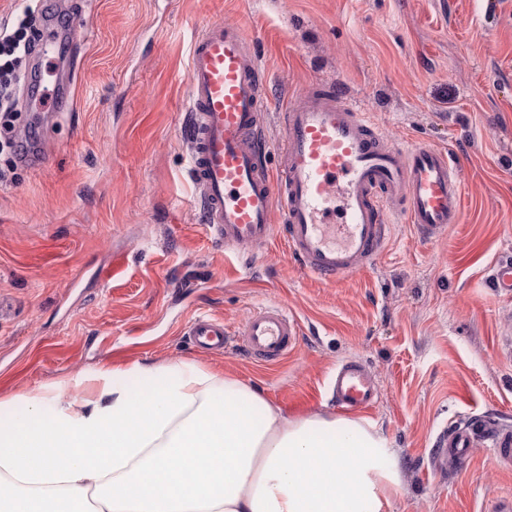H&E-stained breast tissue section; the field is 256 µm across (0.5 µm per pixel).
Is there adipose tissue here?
Returning a JSON list of instances; mask_svg holds the SVG:
<instances>
[{
	"label": "adipose tissue",
	"mask_w": 512,
	"mask_h": 512,
	"mask_svg": "<svg viewBox=\"0 0 512 512\" xmlns=\"http://www.w3.org/2000/svg\"><path fill=\"white\" fill-rule=\"evenodd\" d=\"M0 423V512H384L375 427L288 417L194 362L104 366Z\"/></svg>",
	"instance_id": "adipose-tissue-1"
}]
</instances>
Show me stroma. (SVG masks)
I'll return each mask as SVG.
<instances>
[{"mask_svg":"<svg viewBox=\"0 0 512 512\" xmlns=\"http://www.w3.org/2000/svg\"><path fill=\"white\" fill-rule=\"evenodd\" d=\"M58 29L55 54L27 68L60 82L70 29L83 32L74 103L18 98L25 160L0 154V403L54 395L106 364L192 361L258 388L288 415L335 413L330 376L363 363L379 398L367 421L400 483L388 512H497L512 462L483 442L467 464L433 467L439 433L469 419L512 426V297L489 270L512 255V0H0ZM243 25L269 73L266 136L277 114L334 81L394 146L458 153L462 223L420 236L391 224L367 269L335 284L302 276L281 239L224 249L194 202L187 111L189 48L210 22ZM280 303L302 334L277 366L240 343L197 350L191 319L237 327Z\"/></svg>","mask_w":512,"mask_h":512,"instance_id":"obj_1","label":"stroma"}]
</instances>
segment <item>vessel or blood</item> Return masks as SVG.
Instances as JSON below:
<instances>
[{
  "label": "vessel or blood",
  "mask_w": 512,
  "mask_h": 512,
  "mask_svg": "<svg viewBox=\"0 0 512 512\" xmlns=\"http://www.w3.org/2000/svg\"><path fill=\"white\" fill-rule=\"evenodd\" d=\"M189 108L181 126L189 174L203 224L225 247L282 239L297 270L323 282L352 277L384 250L391 216L421 236L441 235L464 214L457 159L415 143L391 146L370 113L323 84L301 93L278 115L282 141L265 135L267 76L238 25L214 21L193 40L187 72ZM282 224H275V215ZM490 285L512 295V261L495 264ZM195 347L220 351L240 336L251 359L276 364L296 347L297 320L287 307H257L237 330L218 317L189 325ZM337 408L366 413L376 406L373 379L351 360L337 367ZM512 461V428L486 423L482 436L465 426L436 440L435 468L465 460L476 440Z\"/></svg>",
  "instance_id": "vessel-or-blood-1"
}]
</instances>
